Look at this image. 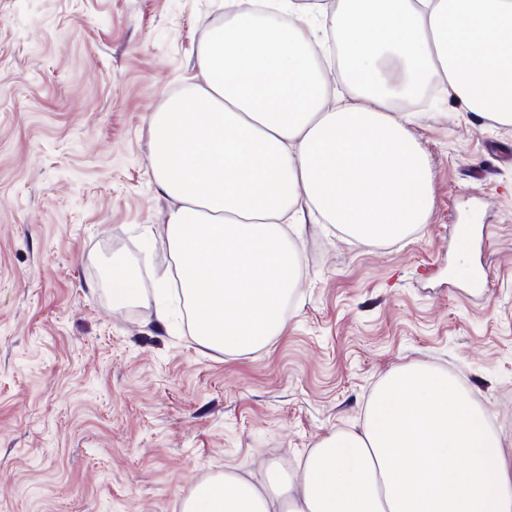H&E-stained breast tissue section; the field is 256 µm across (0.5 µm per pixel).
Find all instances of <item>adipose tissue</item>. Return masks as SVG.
Instances as JSON below:
<instances>
[{
  "mask_svg": "<svg viewBox=\"0 0 512 512\" xmlns=\"http://www.w3.org/2000/svg\"><path fill=\"white\" fill-rule=\"evenodd\" d=\"M195 66L201 83L150 120V165L169 199L165 234L192 336L227 355L288 328L291 243L325 222L372 243L426 223L433 170L396 108L425 73L482 119L512 124V0H227ZM339 40L328 96L317 60ZM113 308L139 276L112 259ZM487 412L448 373L401 366L375 388L359 429H339L262 483L227 470L192 484L182 512H512V462Z\"/></svg>",
  "mask_w": 512,
  "mask_h": 512,
  "instance_id": "1",
  "label": "adipose tissue"
}]
</instances>
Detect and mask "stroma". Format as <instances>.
<instances>
[{"mask_svg": "<svg viewBox=\"0 0 512 512\" xmlns=\"http://www.w3.org/2000/svg\"><path fill=\"white\" fill-rule=\"evenodd\" d=\"M224 2L0 0V512H180L215 473L294 468L412 363L512 441V124L439 92L412 105L427 224L393 245L307 226L288 329L259 351L198 344L173 293L155 327L173 258L149 119ZM456 224L478 225L474 251ZM108 248L141 279L123 309Z\"/></svg>", "mask_w": 512, "mask_h": 512, "instance_id": "obj_1", "label": "stroma"}]
</instances>
